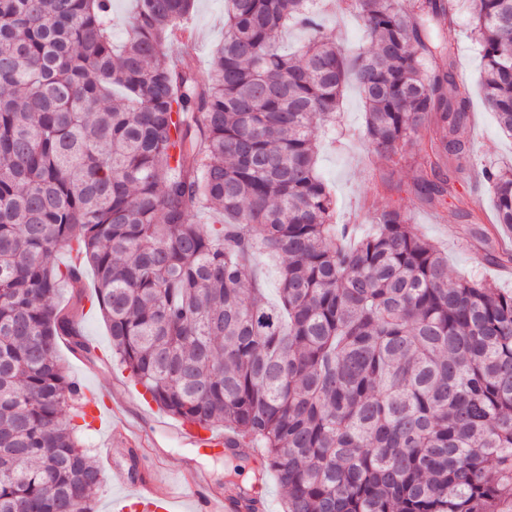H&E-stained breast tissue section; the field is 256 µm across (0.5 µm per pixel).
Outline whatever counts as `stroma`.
I'll use <instances>...</instances> for the list:
<instances>
[{
	"instance_id": "stroma-1",
	"label": "stroma",
	"mask_w": 512,
	"mask_h": 512,
	"mask_svg": "<svg viewBox=\"0 0 512 512\" xmlns=\"http://www.w3.org/2000/svg\"><path fill=\"white\" fill-rule=\"evenodd\" d=\"M200 38L196 52L199 80H206L215 48L224 39V0H196L187 21ZM324 32L336 39L349 55L370 50L371 41L359 20L350 13L329 14L324 18ZM456 43L455 79L472 94L470 121L467 129L470 152L456 175V188L469 211L482 217L481 223L470 219H452L447 207L427 205L416 193L414 182L419 173L416 151L404 147L394 159L367 153L361 146L365 129V109L355 85H347L340 100L339 121L335 129L318 137L317 166L336 200V222L347 225V240L353 241L371 232L377 213L400 208L415 231L431 240L448 257V277H466L485 281L512 291V263L498 265L488 259L487 241L512 248V233L494 222L491 194L483 179L485 166L512 164V137L503 133L493 112L486 106L482 93L484 61L479 45L470 36V14L460 11L458 26L451 34ZM59 358L69 377L83 383L99 396L113 391L125 394L128 416L139 418L144 428L161 421L177 426V419L146 403L135 387L128 371L116 363L88 360L61 343ZM99 468L128 467V445L116 442L112 435L89 429L84 438ZM195 459L207 473L216 491L224 489V474L235 467L241 481H251L254 464L250 455L227 458L217 451L192 448L180 443L176 434L161 438L156 453L140 452L138 472L154 477L160 486L175 485L185 459Z\"/></svg>"
}]
</instances>
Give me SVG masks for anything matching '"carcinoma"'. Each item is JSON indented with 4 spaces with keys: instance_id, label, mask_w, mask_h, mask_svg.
I'll use <instances>...</instances> for the list:
<instances>
[{
    "instance_id": "carcinoma-1",
    "label": "carcinoma",
    "mask_w": 512,
    "mask_h": 512,
    "mask_svg": "<svg viewBox=\"0 0 512 512\" xmlns=\"http://www.w3.org/2000/svg\"><path fill=\"white\" fill-rule=\"evenodd\" d=\"M371 39L346 55L320 28L335 0H225L210 76L164 57L194 0H137L123 45L111 0H0V512H95L103 482L78 434L84 395L58 346L112 359L182 423L263 448L284 512H503L512 502V292L460 278L398 208L351 244L316 169L345 84L367 148L421 144L415 190L455 196L470 92L456 82L459 0H345ZM482 90L512 134V0H467ZM512 231V166L484 170ZM224 223L206 228L195 213ZM75 252L78 263L55 255ZM282 259L266 300L257 258ZM94 274L84 290L83 268ZM73 302H56L59 287ZM80 327L83 336L94 348L96 347L98 354L110 352V336L99 311L89 310L87 304L81 317Z\"/></svg>"
}]
</instances>
